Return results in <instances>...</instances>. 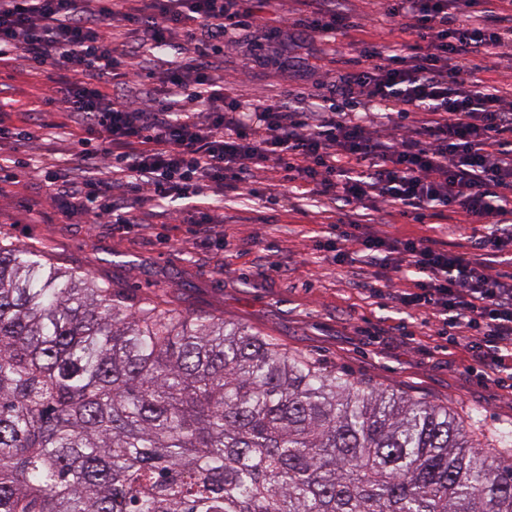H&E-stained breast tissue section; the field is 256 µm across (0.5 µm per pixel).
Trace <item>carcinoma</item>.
I'll return each instance as SVG.
<instances>
[{
	"label": "carcinoma",
	"instance_id": "cac0c4a2",
	"mask_svg": "<svg viewBox=\"0 0 512 512\" xmlns=\"http://www.w3.org/2000/svg\"><path fill=\"white\" fill-rule=\"evenodd\" d=\"M0 512H512V431L0 240Z\"/></svg>",
	"mask_w": 512,
	"mask_h": 512
}]
</instances>
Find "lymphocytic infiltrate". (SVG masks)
Wrapping results in <instances>:
<instances>
[{
    "label": "lymphocytic infiltrate",
    "mask_w": 512,
    "mask_h": 512,
    "mask_svg": "<svg viewBox=\"0 0 512 512\" xmlns=\"http://www.w3.org/2000/svg\"><path fill=\"white\" fill-rule=\"evenodd\" d=\"M301 22L329 39L351 30L344 0H297ZM403 38L365 43L337 90L385 105V130L355 112L297 100L243 103L220 72L228 30L253 25L251 0H0V64L23 59L42 80V122L0 114V142L24 149L53 115L73 122L75 167L49 171L51 199L90 224L148 223L162 204L281 182L347 205L380 197L424 221L448 213L483 231L465 250L429 237L392 238L349 222L319 241L337 264L405 274L389 297L432 309L493 378L512 365V98L478 78L512 61V0H382ZM163 79L165 96L149 84Z\"/></svg>",
    "instance_id": "1"
}]
</instances>
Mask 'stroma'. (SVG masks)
Instances as JSON below:
<instances>
[{"label": "stroma", "mask_w": 512, "mask_h": 512, "mask_svg": "<svg viewBox=\"0 0 512 512\" xmlns=\"http://www.w3.org/2000/svg\"><path fill=\"white\" fill-rule=\"evenodd\" d=\"M358 28L327 42L301 27L277 29V18H298L295 0L260 8L257 27L235 30L224 54V84L250 102L294 99L307 92L324 98L328 75L351 71L355 47L389 40L390 25L379 0H347ZM275 28L267 40L257 30ZM40 80L22 61L0 70V108L13 121L38 105ZM18 178H0V234L43 252L55 262L93 274L119 294L138 301L158 297L191 313H224L261 331L288 352L362 384L393 389L409 398L445 404L460 417L477 414L480 432L512 427V389L469 369L464 347L448 344L428 311L405 310L387 299L403 287L400 274L378 270L373 292L353 289L345 268L319 252L316 240L332 224L355 221L390 236H428L456 250L471 225L449 220L418 224L398 206L381 201L343 207L301 190L284 189L273 170L254 188L225 192L214 215L223 245L200 240L194 227L171 216L140 229L117 231L65 215L48 197L43 165L74 162L64 139L34 141ZM274 196L265 205L252 196Z\"/></svg>", "instance_id": "stroma-1"}]
</instances>
